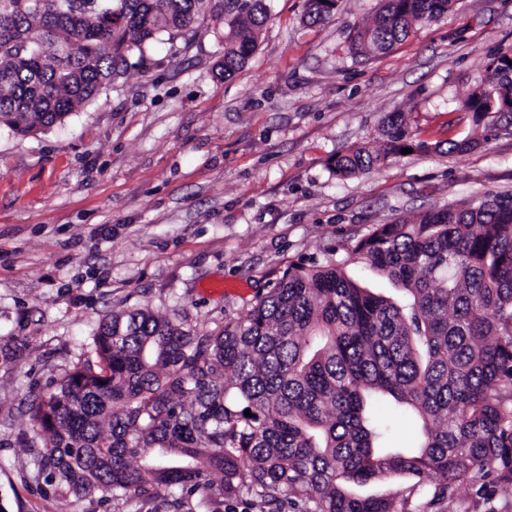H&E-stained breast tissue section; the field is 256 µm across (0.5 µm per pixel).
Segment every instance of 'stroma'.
<instances>
[{
  "label": "stroma",
  "mask_w": 512,
  "mask_h": 512,
  "mask_svg": "<svg viewBox=\"0 0 512 512\" xmlns=\"http://www.w3.org/2000/svg\"><path fill=\"white\" fill-rule=\"evenodd\" d=\"M246 66L218 76L224 28L161 39L145 61L61 123L0 127V512H151L55 493L37 470L31 399L81 362L112 314L147 307L204 336L247 312L289 264L345 256L373 225L512 187V132L474 128L461 101L512 54V0H458L400 45L362 56L356 28L380 0H338L312 24L304 0H270ZM405 113L435 143L453 122L464 154L412 152L337 179L333 159L384 146ZM465 481L441 512H512Z\"/></svg>",
  "instance_id": "1"
}]
</instances>
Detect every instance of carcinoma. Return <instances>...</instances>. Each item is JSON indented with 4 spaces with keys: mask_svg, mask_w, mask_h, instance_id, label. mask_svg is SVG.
Masks as SVG:
<instances>
[{
    "mask_svg": "<svg viewBox=\"0 0 512 512\" xmlns=\"http://www.w3.org/2000/svg\"><path fill=\"white\" fill-rule=\"evenodd\" d=\"M455 0H384L353 38L385 53ZM313 23L331 17L306 0ZM207 18L224 25L218 75L242 69L271 19L265 0H0V125L49 128L94 101L163 34ZM499 54L463 100L512 105ZM385 148L336 157L339 179L390 155L474 138L414 142L404 114L388 118ZM366 264L391 288L349 274ZM99 367L76 365L31 407L39 465L78 498H157L174 512L256 498L262 512H409L450 498L457 483L493 475L512 486V190L484 191L411 218L376 224L343 260L290 265L242 317L197 336L148 309L103 320ZM415 424L390 440L378 406ZM250 410L252 416L245 415ZM408 486L362 494L370 483Z\"/></svg>",
    "mask_w": 512,
    "mask_h": 512,
    "instance_id": "1",
    "label": "carcinoma"
}]
</instances>
